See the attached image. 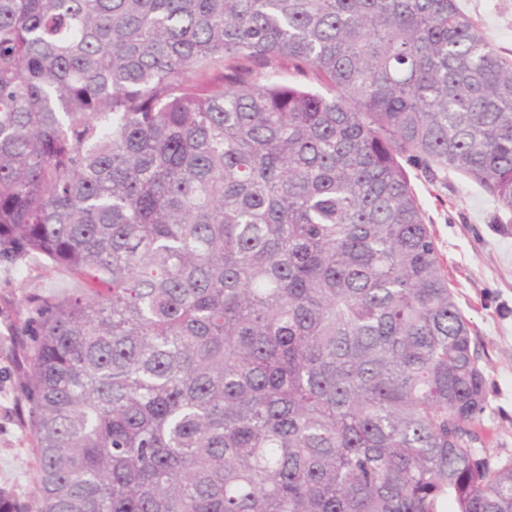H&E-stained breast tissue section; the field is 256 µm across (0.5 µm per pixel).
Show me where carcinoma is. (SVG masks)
Returning <instances> with one entry per match:
<instances>
[{"instance_id": "1", "label": "carcinoma", "mask_w": 512, "mask_h": 512, "mask_svg": "<svg viewBox=\"0 0 512 512\" xmlns=\"http://www.w3.org/2000/svg\"><path fill=\"white\" fill-rule=\"evenodd\" d=\"M512 213V62L458 0H0L29 512H512L406 167Z\"/></svg>"}]
</instances>
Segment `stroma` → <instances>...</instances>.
<instances>
[{
	"instance_id": "35a3bbf8",
	"label": "stroma",
	"mask_w": 512,
	"mask_h": 512,
	"mask_svg": "<svg viewBox=\"0 0 512 512\" xmlns=\"http://www.w3.org/2000/svg\"><path fill=\"white\" fill-rule=\"evenodd\" d=\"M459 3L491 46L512 60V0ZM408 174L485 374L490 407L480 445L497 458L511 457L512 214L500 216L493 198L458 173L432 181L413 168ZM77 285L66 270L39 259L14 268L0 265V490L22 508L38 494V463L18 330L39 298Z\"/></svg>"
}]
</instances>
